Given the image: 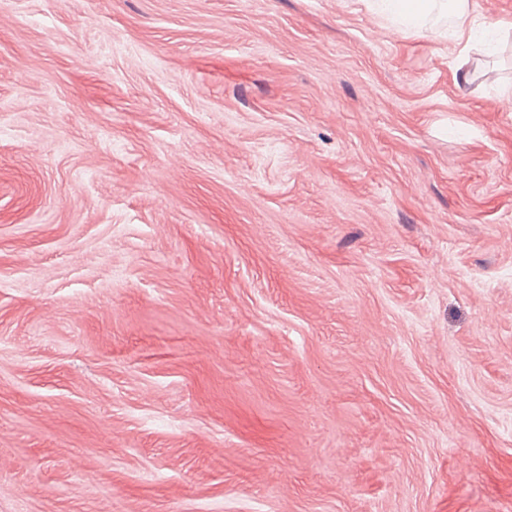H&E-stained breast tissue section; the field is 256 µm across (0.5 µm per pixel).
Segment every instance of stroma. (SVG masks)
Instances as JSON below:
<instances>
[{
	"mask_svg": "<svg viewBox=\"0 0 512 512\" xmlns=\"http://www.w3.org/2000/svg\"><path fill=\"white\" fill-rule=\"evenodd\" d=\"M365 0H0V512H512V35ZM376 11L400 27L421 25L434 11L448 13L446 0H376Z\"/></svg>",
	"mask_w": 512,
	"mask_h": 512,
	"instance_id": "1",
	"label": "stroma"
}]
</instances>
